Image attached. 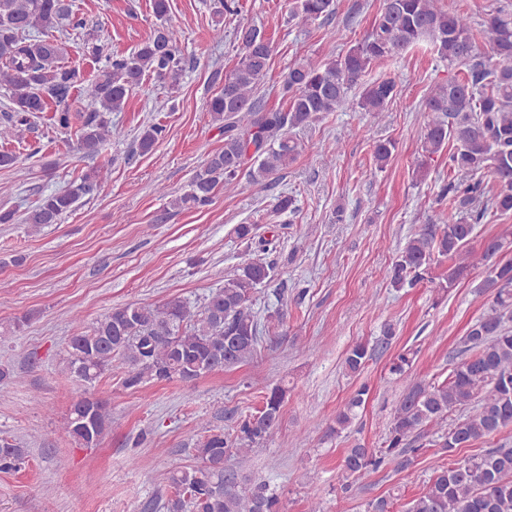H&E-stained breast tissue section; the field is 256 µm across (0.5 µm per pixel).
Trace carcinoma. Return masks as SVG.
<instances>
[{
  "mask_svg": "<svg viewBox=\"0 0 512 512\" xmlns=\"http://www.w3.org/2000/svg\"><path fill=\"white\" fill-rule=\"evenodd\" d=\"M439 0H384L364 38L336 58L307 61L288 69L280 82V103L269 105L256 90L269 71L273 46L264 30H241L239 60L224 73V85L208 102L213 120L220 123L224 147L210 155L192 176L188 189L170 201L180 210L210 205L216 189H237L244 170L253 181H263L285 169L299 153L294 128L308 125L342 108L360 109L382 117L399 94L391 77L360 84L370 67L400 52L430 41L439 58L460 67V76L448 80L423 101L429 114L422 142L427 155L448 151V179L437 201L448 200L439 214V228L427 227L409 238L387 271L396 289L433 281L432 266L449 258L443 291L467 275L474 256L468 248L476 226L488 211L512 213V13L489 14L479 33L471 18L450 12ZM169 0H153L157 24L149 37L127 55L93 44L87 52L101 63L95 78L84 83L77 67L65 62L64 42L49 36L58 29L78 35L85 17L69 0H0V88L12 107L0 124V140L16 136L19 128L55 103L53 126L72 128L81 119L77 148L88 153L114 135L110 114L123 110L129 96L146 76L171 87L182 67V33L167 24ZM302 18L323 24L336 12V0H295ZM488 51H482L477 36ZM358 96L349 97L354 87ZM79 92L96 108L74 112L69 98ZM165 128H145L139 149L149 152ZM396 143L379 141L373 157L384 167ZM489 174L496 190L488 192L481 175ZM105 177L95 170L63 190L43 195L26 214L24 223L35 228L57 224L85 197L104 191ZM237 236L255 244V255L224 277L223 286L199 305L180 297L157 304L118 307L94 326L72 336L64 369L86 386H94L105 371L119 370L123 383L136 388L146 380L194 381L215 370L232 368L257 355L264 326L283 324L282 308L262 321L254 315V294L276 276L277 262L268 260L270 242L257 237L253 224L236 227ZM485 287L492 290L489 311L479 317L463 338L468 356L441 383L414 381L399 400L388 429L386 447L356 445L342 463L344 478L395 461L404 469L418 449L411 436L465 409L436 446L452 454L512 423V261L489 268ZM366 342L352 345L344 358L350 374L362 372L372 358ZM288 389L277 385L265 393L261 407L237 421L232 433L211 429L194 444L197 464L169 477L172 494L146 509L164 512H282V501L265 482L248 483L227 466L231 457L244 454L273 439ZM369 389L361 385L336 411L333 433L341 434L356 419V409ZM90 416L91 428L81 424ZM108 426L105 403L94 397L77 400L66 421L67 433L85 447L96 445ZM24 450L8 441L0 445V470H11ZM466 466L461 472L460 465ZM453 467L435 469L426 488L409 502L406 512H512V448H494L472 455Z\"/></svg>",
  "mask_w": 512,
  "mask_h": 512,
  "instance_id": "carcinoma-1",
  "label": "carcinoma"
}]
</instances>
